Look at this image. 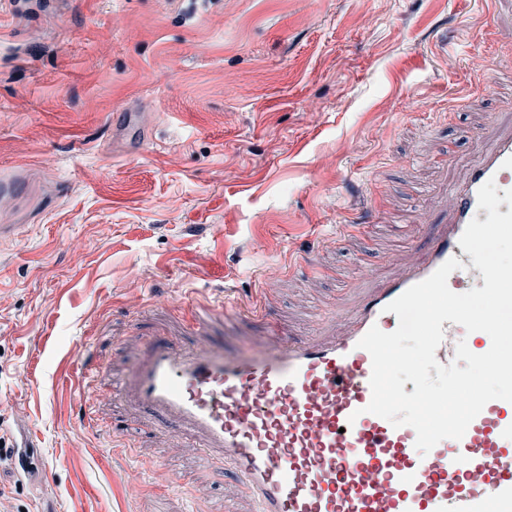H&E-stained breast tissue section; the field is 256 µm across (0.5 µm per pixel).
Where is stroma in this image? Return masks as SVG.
I'll use <instances>...</instances> for the list:
<instances>
[{"instance_id": "stroma-1", "label": "stroma", "mask_w": 512, "mask_h": 512, "mask_svg": "<svg viewBox=\"0 0 512 512\" xmlns=\"http://www.w3.org/2000/svg\"><path fill=\"white\" fill-rule=\"evenodd\" d=\"M480 129L512 134V0H0L9 512H252L152 415L125 425L113 380L176 289L216 310L190 349L344 335ZM90 356L104 378L62 387Z\"/></svg>"}]
</instances>
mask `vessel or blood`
Masks as SVG:
<instances>
[{
  "instance_id": "vessel-or-blood-1",
  "label": "vessel or blood",
  "mask_w": 512,
  "mask_h": 512,
  "mask_svg": "<svg viewBox=\"0 0 512 512\" xmlns=\"http://www.w3.org/2000/svg\"><path fill=\"white\" fill-rule=\"evenodd\" d=\"M490 180L512 183V136L491 141L453 189V214L427 252L342 311L345 335L275 332L264 352L239 355L161 344L132 369L123 398L161 413L202 456L230 469L255 512H512V403L488 402L461 439L420 453L412 427L368 412L372 359L357 346L371 327L394 331L398 318L387 305L450 258L462 263L448 277L453 292L483 287L459 240L472 220L487 219L477 193ZM168 306L189 309L191 328L212 317L209 306L180 295ZM442 329V365L454 361L458 342L476 354L491 347L485 332L449 321Z\"/></svg>"
}]
</instances>
